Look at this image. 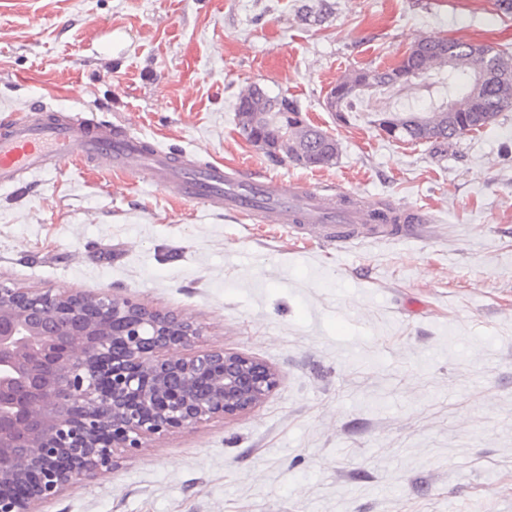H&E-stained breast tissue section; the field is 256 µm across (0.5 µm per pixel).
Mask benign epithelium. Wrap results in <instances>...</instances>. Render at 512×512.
I'll return each instance as SVG.
<instances>
[{"label": "benign epithelium", "instance_id": "benign-epithelium-1", "mask_svg": "<svg viewBox=\"0 0 512 512\" xmlns=\"http://www.w3.org/2000/svg\"><path fill=\"white\" fill-rule=\"evenodd\" d=\"M192 321L105 292L0 285V512H42L114 449L259 404L278 373L238 352L170 351Z\"/></svg>", "mask_w": 512, "mask_h": 512}]
</instances>
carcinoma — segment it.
Masks as SVG:
<instances>
[{
  "label": "carcinoma",
  "mask_w": 512,
  "mask_h": 512,
  "mask_svg": "<svg viewBox=\"0 0 512 512\" xmlns=\"http://www.w3.org/2000/svg\"><path fill=\"white\" fill-rule=\"evenodd\" d=\"M386 82H397L404 90L422 85V93L428 97V107L422 112H380L376 123L396 141L441 147L452 139L480 131L500 113L512 110L511 53L491 43L436 36L418 39L386 69L362 68L347 73L330 89L327 106L332 112H350L360 92ZM236 112L241 117V131L249 141L253 128L243 120L245 115L274 113L276 119L264 131L268 137L288 127V145L272 159L298 164L300 149L309 153L317 167L335 164L338 142L323 130L304 125L294 100L286 96L271 98L254 86L239 97Z\"/></svg>",
  "instance_id": "1"
}]
</instances>
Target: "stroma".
<instances>
[{
    "mask_svg": "<svg viewBox=\"0 0 512 512\" xmlns=\"http://www.w3.org/2000/svg\"><path fill=\"white\" fill-rule=\"evenodd\" d=\"M0 0V117L95 110L162 147L287 186L335 184L429 213L421 240L344 253L243 224L145 173L67 165L0 187V284L98 291L199 325L183 348L275 369L256 408L168 432L44 512H512V111L449 142H395L336 81L425 36L512 50L493 0ZM297 101L334 165L275 162L242 134L250 86Z\"/></svg>",
    "mask_w": 512,
    "mask_h": 512,
    "instance_id": "obj_1",
    "label": "stroma"
}]
</instances>
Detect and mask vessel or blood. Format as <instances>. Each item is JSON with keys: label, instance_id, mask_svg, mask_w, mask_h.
<instances>
[{"label": "vessel or blood", "instance_id": "1", "mask_svg": "<svg viewBox=\"0 0 512 512\" xmlns=\"http://www.w3.org/2000/svg\"><path fill=\"white\" fill-rule=\"evenodd\" d=\"M33 109L38 119L16 114L0 118V187L69 163L112 172L134 165L155 185L209 211H226L242 222L279 224L296 238L314 236L323 247L340 252L366 232L382 240L419 239L432 223L421 210L393 204L369 209L338 187L287 192L278 179L161 149L122 123L96 121L43 101Z\"/></svg>", "mask_w": 512, "mask_h": 512}]
</instances>
